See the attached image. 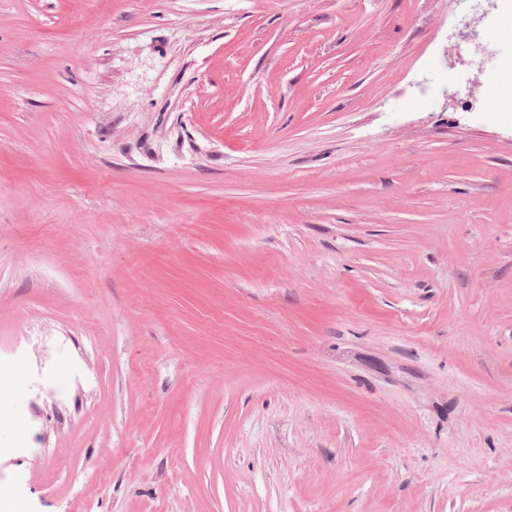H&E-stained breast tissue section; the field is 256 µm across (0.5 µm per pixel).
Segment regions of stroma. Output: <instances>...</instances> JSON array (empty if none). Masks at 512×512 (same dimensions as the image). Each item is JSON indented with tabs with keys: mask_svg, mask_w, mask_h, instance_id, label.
<instances>
[{
	"mask_svg": "<svg viewBox=\"0 0 512 512\" xmlns=\"http://www.w3.org/2000/svg\"><path fill=\"white\" fill-rule=\"evenodd\" d=\"M459 25L0 0V512H512V121Z\"/></svg>",
	"mask_w": 512,
	"mask_h": 512,
	"instance_id": "stroma-1",
	"label": "stroma"
}]
</instances>
